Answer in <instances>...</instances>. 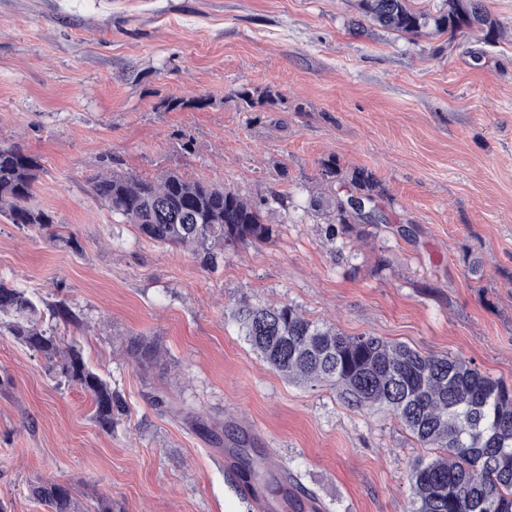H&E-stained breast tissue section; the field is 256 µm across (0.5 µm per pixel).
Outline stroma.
Listing matches in <instances>:
<instances>
[{
  "mask_svg": "<svg viewBox=\"0 0 512 512\" xmlns=\"http://www.w3.org/2000/svg\"><path fill=\"white\" fill-rule=\"evenodd\" d=\"M487 3L511 32L493 46L351 31L358 0H0V145L37 158L30 204L53 218L0 214V278L69 305L68 336L123 404L102 429L88 393L0 336L7 512H47L32 495L46 479L70 485L77 512L103 498L112 512H256L236 493L237 437L278 473L260 493L276 512H406L424 454L410 433L284 380L229 310L291 303L512 383V0ZM243 84L276 104L246 108ZM192 96L207 107L164 105ZM330 157L389 190L386 223L361 239L328 241L304 210ZM166 170L293 207L270 241L227 246L207 268L89 191L101 173ZM141 335L163 351L146 368L127 353Z\"/></svg>",
  "mask_w": 512,
  "mask_h": 512,
  "instance_id": "stroma-1",
  "label": "stroma"
}]
</instances>
